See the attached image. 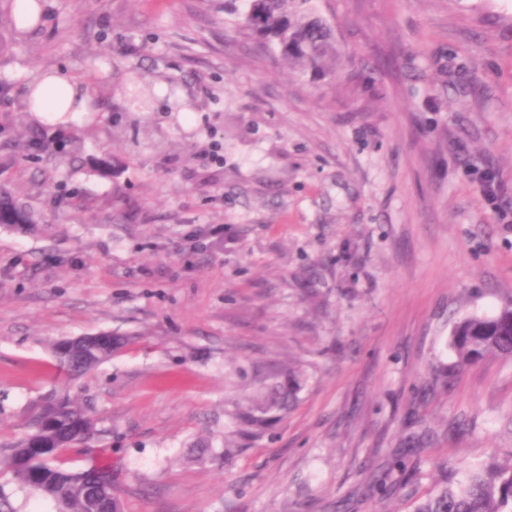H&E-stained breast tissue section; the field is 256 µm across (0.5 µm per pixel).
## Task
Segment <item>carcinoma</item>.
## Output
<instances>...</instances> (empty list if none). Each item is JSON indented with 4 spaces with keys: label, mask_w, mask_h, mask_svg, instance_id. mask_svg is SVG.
<instances>
[{
    "label": "carcinoma",
    "mask_w": 512,
    "mask_h": 512,
    "mask_svg": "<svg viewBox=\"0 0 512 512\" xmlns=\"http://www.w3.org/2000/svg\"><path fill=\"white\" fill-rule=\"evenodd\" d=\"M310 0H249L240 14L236 0H224V12L237 16L239 28L253 36L260 47L279 55L315 76L336 73V45L329 23L309 7ZM30 156L38 161L50 149L42 130L33 128L28 139ZM37 223L29 204L0 191V224ZM448 347L455 356L454 369L461 373L488 356L512 359V302L490 316L465 315L454 322ZM58 378L69 382L95 370L112 357L113 343L94 342L73 346L60 339L52 346ZM300 375L292 368L274 373L247 403L236 419L243 433L257 435L274 413L285 414L296 401ZM95 421L66 391L53 390L30 414L23 435L0 441V469L13 480L52 499L58 512H102L87 490H105L117 506L119 496L112 467L93 463L71 470L63 456L76 448L92 447ZM414 512H512V450L507 462L460 465L446 471L438 489L415 507Z\"/></svg>",
    "instance_id": "1"
}]
</instances>
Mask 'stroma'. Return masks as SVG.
Masks as SVG:
<instances>
[{
	"instance_id": "1",
	"label": "stroma",
	"mask_w": 512,
	"mask_h": 512,
	"mask_svg": "<svg viewBox=\"0 0 512 512\" xmlns=\"http://www.w3.org/2000/svg\"><path fill=\"white\" fill-rule=\"evenodd\" d=\"M40 4L0 22V183L46 217L0 226V440L53 389L52 342L109 332L128 344L70 394L123 512H412L446 466L506 460L512 361L454 373L448 337L512 299V0H312L320 79L224 0ZM52 71L103 105L45 123L57 155L85 142L46 189L23 103ZM209 224L223 243L187 251ZM287 366L297 403L241 439Z\"/></svg>"
}]
</instances>
